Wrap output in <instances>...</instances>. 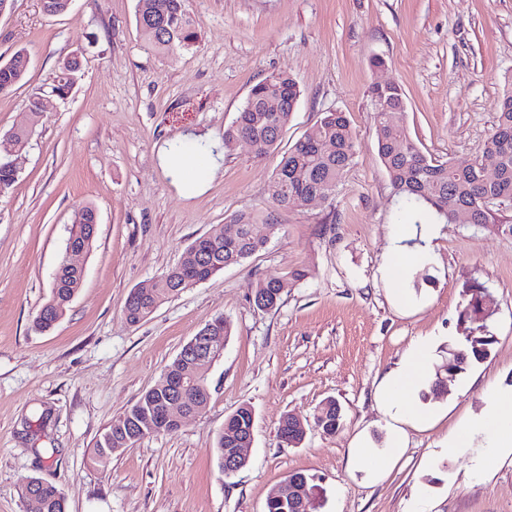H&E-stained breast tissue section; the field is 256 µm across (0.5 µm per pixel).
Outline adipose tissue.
I'll return each mask as SVG.
<instances>
[{
	"label": "adipose tissue",
	"instance_id": "obj_1",
	"mask_svg": "<svg viewBox=\"0 0 512 512\" xmlns=\"http://www.w3.org/2000/svg\"><path fill=\"white\" fill-rule=\"evenodd\" d=\"M436 234L432 224L415 226L404 224L394 230L393 246L386 265V274L394 285L395 297L403 304H413L414 298L402 289V282L418 266L432 258L428 245ZM422 237V246L406 248L407 240ZM434 337L424 336L402 355L397 365L382 377L377 391L376 403L388 419V434L385 447L374 448L365 433H358L348 449L351 472L364 473L369 483L383 481L389 466L398 462L407 449L409 430L431 429L445 414L443 408L419 404L418 395L433 378ZM487 406L484 414L464 420L449 436L447 448L458 451L470 445L478 435L485 436L486 449L474 460L473 473L483 477L512 457V389L487 385Z\"/></svg>",
	"mask_w": 512,
	"mask_h": 512
}]
</instances>
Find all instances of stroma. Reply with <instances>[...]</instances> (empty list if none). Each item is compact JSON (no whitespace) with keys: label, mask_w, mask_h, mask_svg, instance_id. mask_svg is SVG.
Returning a JSON list of instances; mask_svg holds the SVG:
<instances>
[{"label":"stroma","mask_w":512,"mask_h":512,"mask_svg":"<svg viewBox=\"0 0 512 512\" xmlns=\"http://www.w3.org/2000/svg\"><path fill=\"white\" fill-rule=\"evenodd\" d=\"M137 0H72L46 15L41 0H13L0 14V62L28 53L23 81L0 94V142L31 130L19 179L0 195V512H30L19 487L55 484L68 512H265L270 490L301 472L323 492L318 512H409L427 486L431 512H512V462L474 478L471 448L447 453L449 433L486 408L484 387L512 386V236L474 224L442 225L433 262L416 269L401 307L384 276L395 225L405 223L379 159L369 91L402 88L399 119L427 158L482 162L499 100L512 78V0H187L195 48L172 56L143 48ZM81 51V78L67 102L33 118L28 100L59 61ZM380 57L384 66L372 67ZM294 76L302 95L277 153L257 159L225 145L253 85ZM347 114L356 157L331 202L270 211L268 182L281 152L328 111ZM192 141L216 168L184 191L167 163ZM97 211L91 251L76 256L82 287L49 333L35 316L66 258L75 210ZM241 210L272 215L254 225L264 249L243 265L186 289L138 325L123 314L130 290L180 263L198 236L223 232ZM304 271L303 279L292 276ZM285 282L280 305L256 308L263 274ZM494 302L490 355L423 403L448 414L409 446L386 479L350 474L359 431L386 439L374 392L420 336H435L436 362L458 336L470 282ZM232 334L212 366L206 408L171 435L148 436L104 469L88 464L95 439L162 376L182 346L217 315ZM335 399L342 426L326 435L316 409ZM255 412L246 467L224 475L215 453L225 418ZM301 418L304 442L278 436Z\"/></svg>","instance_id":"stroma-1"}]
</instances>
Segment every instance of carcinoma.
<instances>
[{
    "instance_id": "1",
    "label": "carcinoma",
    "mask_w": 512,
    "mask_h": 512,
    "mask_svg": "<svg viewBox=\"0 0 512 512\" xmlns=\"http://www.w3.org/2000/svg\"><path fill=\"white\" fill-rule=\"evenodd\" d=\"M136 19L145 47L163 55H174L198 43L194 21L185 8V0H137ZM29 59L25 50L14 53L8 63H0V84L15 86L26 75ZM78 62L57 66L48 83L34 89L29 108L34 118L42 116V100L66 96L80 79ZM301 96L298 82L290 75L278 74L255 85L232 125L224 130V145L248 137L255 153L265 157L274 152L288 126ZM375 114V132L379 157L387 172L394 196L406 211L419 217L431 211L446 224L458 223V216L468 217V223L512 233V218L505 215L502 205H512V88L504 93L492 133L486 148L496 152L497 175L486 181L480 164L456 166L449 162L429 160L410 138L406 127L395 120V113L405 105L404 93L397 85L375 84L370 90ZM355 133L345 113L329 111L287 152L283 153L268 184V199L274 209H292L316 197L327 201L336 193L344 173L354 162ZM18 180L9 167V159H0V188L8 192ZM96 210L90 205L74 213L68 244L87 250L93 246ZM229 223L238 227V236L224 239L216 235L195 238L188 252L195 256L190 264L180 263L167 270L148 288L131 290L124 304V315L132 325L148 320L165 301L178 296L187 288L209 280L224 269L241 266L265 244L251 235L258 223L252 211L235 214ZM83 283V271L62 260L54 278L51 295L35 317V328L47 332L65 316L70 303ZM284 281L269 272L256 282L254 298H263L275 309L282 297ZM494 336L487 333H461L448 349L447 362L437 367L433 389L445 386V380L457 379L476 362L488 357ZM213 360H173L168 372L125 412L112 420L96 439L91 460L105 468L112 457L102 452L124 440L128 430L142 435H168L179 430L180 424L159 418L158 410L171 392V384L184 379V384L196 381L186 391L187 413L210 398L207 375ZM314 424L328 435L338 431L341 417L337 416L336 401L327 400L314 414ZM254 425V410L249 405L238 407L224 421L218 434L216 455H224L249 435ZM33 494L42 504V512H67L61 491L41 478L30 477L21 486V496Z\"/></svg>"
}]
</instances>
